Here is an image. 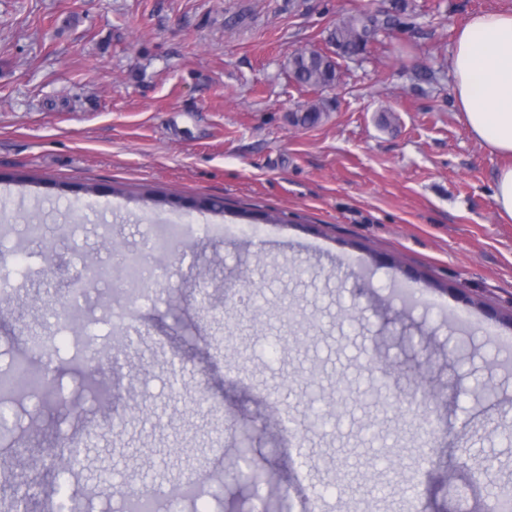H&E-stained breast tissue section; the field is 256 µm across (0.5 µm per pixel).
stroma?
I'll return each instance as SVG.
<instances>
[{
  "instance_id": "35a3bbf8",
  "label": "stroma",
  "mask_w": 512,
  "mask_h": 512,
  "mask_svg": "<svg viewBox=\"0 0 512 512\" xmlns=\"http://www.w3.org/2000/svg\"><path fill=\"white\" fill-rule=\"evenodd\" d=\"M391 4L0 0V254L23 249L32 269L0 313V354L24 351L83 257L144 271L127 331H88L112 348L82 366L111 413L40 412L34 447L83 451L68 487L84 512H113L129 486L217 512L246 489L225 475L245 445L284 476L288 512H481L512 490V219L493 200L512 156L471 134L451 67L458 29L512 0H408L324 90L284 67L328 50L342 16ZM314 104L319 120L296 123ZM165 227L166 251H146ZM340 381L360 398L312 426ZM190 474L194 505L172 494Z\"/></svg>"
}]
</instances>
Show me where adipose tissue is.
<instances>
[{
  "mask_svg": "<svg viewBox=\"0 0 512 512\" xmlns=\"http://www.w3.org/2000/svg\"><path fill=\"white\" fill-rule=\"evenodd\" d=\"M454 92L472 134L512 155V13L473 15L457 33Z\"/></svg>",
  "mask_w": 512,
  "mask_h": 512,
  "instance_id": "adipose-tissue-1",
  "label": "adipose tissue"
}]
</instances>
